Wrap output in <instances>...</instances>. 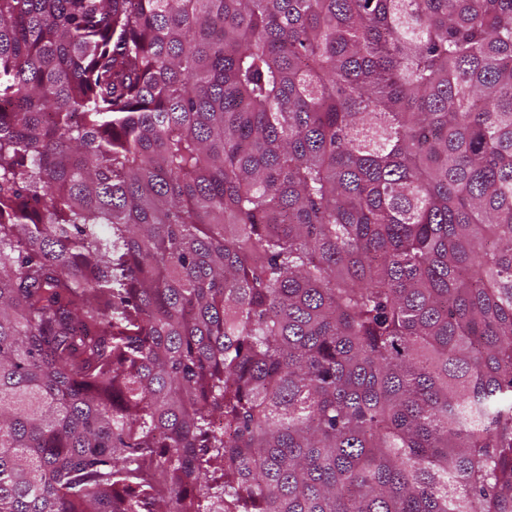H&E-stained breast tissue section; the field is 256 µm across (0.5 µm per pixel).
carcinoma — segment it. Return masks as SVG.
Returning a JSON list of instances; mask_svg holds the SVG:
<instances>
[{"instance_id": "cac0c4a2", "label": "carcinoma", "mask_w": 512, "mask_h": 512, "mask_svg": "<svg viewBox=\"0 0 512 512\" xmlns=\"http://www.w3.org/2000/svg\"><path fill=\"white\" fill-rule=\"evenodd\" d=\"M0 512H512V0H0Z\"/></svg>"}]
</instances>
